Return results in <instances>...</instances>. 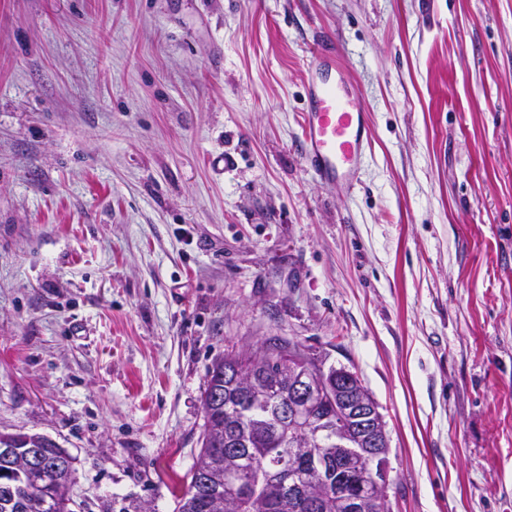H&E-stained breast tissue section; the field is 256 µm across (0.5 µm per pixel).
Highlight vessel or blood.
Segmentation results:
<instances>
[{
    "mask_svg": "<svg viewBox=\"0 0 512 512\" xmlns=\"http://www.w3.org/2000/svg\"><path fill=\"white\" fill-rule=\"evenodd\" d=\"M330 41L317 43L304 85L303 159L327 184L350 191L370 148L368 114L348 88Z\"/></svg>",
    "mask_w": 512,
    "mask_h": 512,
    "instance_id": "obj_1",
    "label": "vessel or blood"
}]
</instances>
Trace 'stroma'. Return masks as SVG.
Returning <instances> with one entry per match:
<instances>
[{
  "label": "stroma",
  "instance_id": "1",
  "mask_svg": "<svg viewBox=\"0 0 512 512\" xmlns=\"http://www.w3.org/2000/svg\"><path fill=\"white\" fill-rule=\"evenodd\" d=\"M327 33L351 193L302 158ZM270 336L377 401L390 512H512V0H0V432L74 512H174L209 368Z\"/></svg>",
  "mask_w": 512,
  "mask_h": 512
}]
</instances>
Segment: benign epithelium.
<instances>
[{
	"label": "benign epithelium",
	"mask_w": 512,
	"mask_h": 512,
	"mask_svg": "<svg viewBox=\"0 0 512 512\" xmlns=\"http://www.w3.org/2000/svg\"><path fill=\"white\" fill-rule=\"evenodd\" d=\"M288 368V395L279 406V415L292 423L294 431H310L319 426L308 416V410L331 387H336L343 417L331 426L336 433V447L309 449V473L297 477L293 473L292 458L298 444L290 442V449L280 450L281 463L277 477L258 476L261 483L281 486L294 498L305 499L315 512L323 509L326 501L336 499L343 512H368L382 501L388 475L389 440L383 416L374 398L366 393L358 375L340 367L333 372L317 373L306 361L290 357ZM240 449L226 452V474L235 487L244 488L247 480L239 477L234 463ZM354 467L362 480L352 491H341L334 482L335 470L341 464Z\"/></svg>",
	"instance_id": "obj_1"
}]
</instances>
